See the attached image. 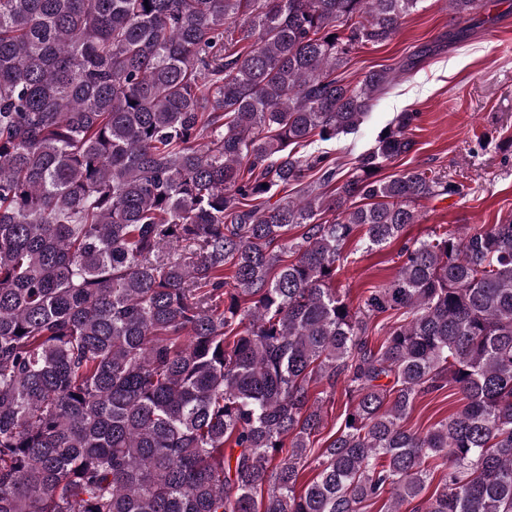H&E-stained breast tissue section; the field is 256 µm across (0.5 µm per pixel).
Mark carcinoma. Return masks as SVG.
I'll use <instances>...</instances> for the list:
<instances>
[{"label":"carcinoma","instance_id":"obj_1","mask_svg":"<svg viewBox=\"0 0 512 512\" xmlns=\"http://www.w3.org/2000/svg\"><path fill=\"white\" fill-rule=\"evenodd\" d=\"M422 2L0 0V512H512V218L403 243L354 307L347 244L462 186L378 177L415 112L347 177L310 149L368 121L391 72L339 70ZM313 386L345 397L322 448ZM456 397L448 398V389L420 399L407 420V426L425 430L435 422L448 417L456 408Z\"/></svg>","mask_w":512,"mask_h":512}]
</instances>
